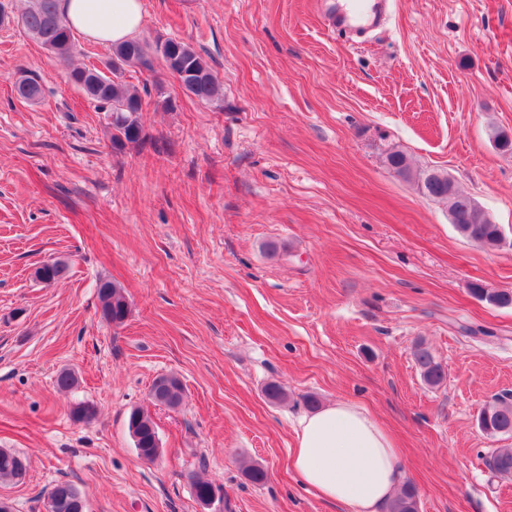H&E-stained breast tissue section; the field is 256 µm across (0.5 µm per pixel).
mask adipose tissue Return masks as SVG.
<instances>
[{
  "instance_id": "obj_1",
  "label": "adipose tissue",
  "mask_w": 512,
  "mask_h": 512,
  "mask_svg": "<svg viewBox=\"0 0 512 512\" xmlns=\"http://www.w3.org/2000/svg\"><path fill=\"white\" fill-rule=\"evenodd\" d=\"M60 14L85 38L117 44L142 23V0H58ZM292 465L323 499L350 512H383L403 481L390 435L361 407L346 400L304 416Z\"/></svg>"
}]
</instances>
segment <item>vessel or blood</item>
I'll return each mask as SVG.
<instances>
[{"label":"vessel or blood","instance_id":"vessel-or-blood-1","mask_svg":"<svg viewBox=\"0 0 512 512\" xmlns=\"http://www.w3.org/2000/svg\"><path fill=\"white\" fill-rule=\"evenodd\" d=\"M391 4L392 0H327L324 23L355 42L382 23Z\"/></svg>","mask_w":512,"mask_h":512}]
</instances>
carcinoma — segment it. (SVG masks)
Instances as JSON below:
<instances>
[{"instance_id": "obj_1", "label": "carcinoma", "mask_w": 512, "mask_h": 512, "mask_svg": "<svg viewBox=\"0 0 512 512\" xmlns=\"http://www.w3.org/2000/svg\"><path fill=\"white\" fill-rule=\"evenodd\" d=\"M20 26L59 62L67 65V81L83 90L98 109L107 113L108 125L112 128V147L118 151L128 144H140L146 138L141 121V94L124 79L129 69L153 73L158 62L170 74L180 75L182 89L198 101L215 104L224 100L223 84L208 61L183 40L167 39L154 46L140 39L115 44L111 60L102 71L93 65L69 66L76 40L73 30L57 9V0H32V6L20 17ZM15 89L20 97L32 102L42 95V84L29 75L17 78ZM385 163L398 176L415 183L424 197L445 205L455 215L454 227L463 237L490 249L500 246L502 232L499 225L488 219L484 209L472 197L455 187L448 188V173L436 169L414 170L404 152L396 147L386 152ZM65 271L66 266L55 261L38 266L34 276L50 283L62 277ZM471 293L493 306H512L511 289L495 291L474 284ZM99 298L104 320L115 326L123 324L129 311L123 288L104 280L99 285ZM414 358L428 386L434 388L444 382L445 370L428 348L417 345ZM183 394L184 387L177 376L163 375L153 381L149 400L154 404L176 407L182 403ZM478 424L493 436L512 435V396L494 397L488 401L479 412ZM127 427L137 454L149 462L155 461L160 454V446L157 426L151 416L140 408H134L129 412ZM487 465L495 474L512 478V448L494 449ZM26 472L25 461L20 455L0 448V482H20ZM193 487L200 503L222 491L221 486L202 478L195 479ZM80 495L81 492L68 482L55 484L48 492L47 512H86V502ZM388 512H418L415 487L405 485L388 504Z\"/></svg>"}]
</instances>
